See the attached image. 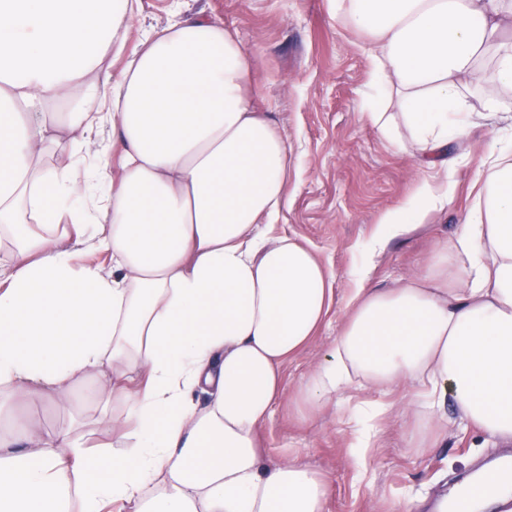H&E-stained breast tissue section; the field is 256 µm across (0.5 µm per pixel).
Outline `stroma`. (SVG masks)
I'll use <instances>...</instances> for the list:
<instances>
[{
	"label": "stroma",
	"mask_w": 512,
	"mask_h": 512,
	"mask_svg": "<svg viewBox=\"0 0 512 512\" xmlns=\"http://www.w3.org/2000/svg\"><path fill=\"white\" fill-rule=\"evenodd\" d=\"M188 14L218 17L239 32L254 59L259 106L272 112L288 137L291 196L279 232L313 248L332 270L338 296L319 336L285 368V391L262 432L265 461L297 458L330 481L327 512H386L397 498L434 500L505 448L482 441L448 417V436L435 448H411L406 424L380 427L361 482L350 450L352 429L335 405L301 420L298 381L328 356L344 318L340 301L359 261L357 248L379 216L402 202L424 169L412 149L384 138L362 114L370 92L363 43L334 20L327 0H185ZM512 134V112L482 120L465 140L448 144V205L429 224L392 242L371 273L377 287L413 276L433 249L452 243L486 174L485 160Z\"/></svg>",
	"instance_id": "stroma-1"
}]
</instances>
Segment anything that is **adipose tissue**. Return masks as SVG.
<instances>
[{"label":"adipose tissue","mask_w":512,"mask_h":512,"mask_svg":"<svg viewBox=\"0 0 512 512\" xmlns=\"http://www.w3.org/2000/svg\"><path fill=\"white\" fill-rule=\"evenodd\" d=\"M364 37L367 120L427 169L360 247L301 418L347 391L353 455L417 385L408 442L436 447L446 404L512 442V145L491 154L452 245L397 288L370 272L448 202V142L474 125L467 76L512 104V0H327ZM141 0H0V512H327V477L270 466L259 433L287 362L317 336L333 275L273 234L288 139L251 100L254 61L222 19L128 33ZM43 429L18 403L69 409Z\"/></svg>","instance_id":"obj_1"}]
</instances>
